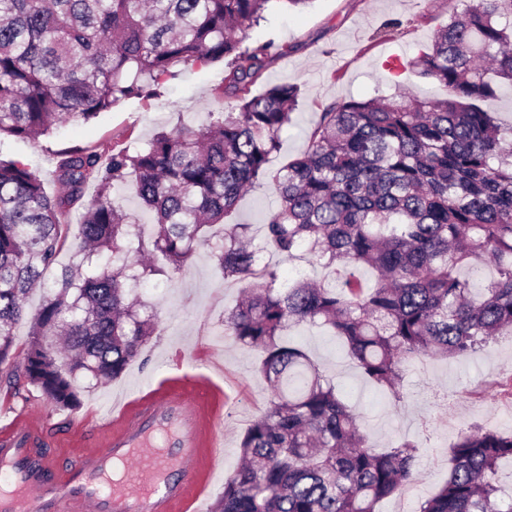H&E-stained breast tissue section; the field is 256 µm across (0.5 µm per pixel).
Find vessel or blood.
I'll list each match as a JSON object with an SVG mask.
<instances>
[{
    "label": "vessel or blood",
    "instance_id": "vessel-or-blood-1",
    "mask_svg": "<svg viewBox=\"0 0 512 512\" xmlns=\"http://www.w3.org/2000/svg\"><path fill=\"white\" fill-rule=\"evenodd\" d=\"M207 386L157 388L116 404L97 427L101 447L77 449L70 464L39 446L27 415L0 431V512H198L212 477L224 469V419L205 413Z\"/></svg>",
    "mask_w": 512,
    "mask_h": 512
}]
</instances>
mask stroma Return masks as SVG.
<instances>
[{
  "label": "stroma",
  "mask_w": 512,
  "mask_h": 512,
  "mask_svg": "<svg viewBox=\"0 0 512 512\" xmlns=\"http://www.w3.org/2000/svg\"><path fill=\"white\" fill-rule=\"evenodd\" d=\"M456 5V0H312L300 10L281 2L273 5L266 22L250 29L248 42L271 40L281 51L269 57L254 90L297 83L302 95L281 133L270 170L281 169L303 152L320 112L330 103L377 95L443 97V87L400 64L431 46ZM224 68L221 60L192 67L166 80L157 96L119 104L87 122L60 124L35 141L1 135L0 159L28 164L39 172L46 191L56 193L54 170L62 151L116 143L141 147L158 131L209 124L212 114L225 108L219 95ZM278 204L271 183L261 181L240 197L229 221L250 225L253 236H261ZM239 294V286L225 282L209 248L198 247L182 274L156 276L137 288L139 300L156 311L159 327L120 378L96 382L78 377L73 408L53 405L24 380L1 387L0 423L27 411L40 422L47 447L65 455L75 431L98 445L96 427L111 418L114 396L146 392L162 382L174 386L207 380L214 389L210 408L223 413L228 425L224 472L232 474L240 464L245 430L270 397L257 371L259 351L224 333V311ZM289 334L355 408L377 449L403 439L417 443L413 494L383 500L378 512H417L447 478L450 449L469 426L512 431V338L498 337L471 358H427L409 367L398 402L362 378L340 340L325 328L300 325Z\"/></svg>",
  "instance_id": "stroma-1"
}]
</instances>
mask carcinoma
Segmentation results:
<instances>
[{
    "label": "carcinoma",
    "instance_id": "carcinoma-1",
    "mask_svg": "<svg viewBox=\"0 0 512 512\" xmlns=\"http://www.w3.org/2000/svg\"><path fill=\"white\" fill-rule=\"evenodd\" d=\"M273 0H0V134L34 140L58 124L157 95L186 66L225 61L234 105L205 127L179 125L144 148L61 153L50 196L21 161H0V366L14 328L33 319L30 347L5 384L25 377L55 405L77 403L74 374L117 379L157 330L130 296L181 273L209 246L243 296L224 312L229 335L261 353L271 392L240 442L242 463L211 512H377L414 479L417 445L374 449L351 407L286 331L328 328L370 383L400 398L404 367L463 359L512 335V126L480 107L512 88V0H462L431 48L408 62L443 99L334 102L306 149L272 172L280 131L301 95L280 84L253 95L273 43L245 44ZM132 186L153 227L116 208ZM269 180L279 206L263 246L308 254L330 280L279 284L258 267L248 224H226L241 195ZM93 198L83 201L88 186ZM79 208L75 260L52 286L44 272ZM494 273L476 288L469 271ZM374 275L370 287L357 271ZM46 288L29 315L27 298ZM512 433L474 427L451 448L448 479L418 512H512L497 473Z\"/></svg>",
    "mask_w": 512,
    "mask_h": 512
}]
</instances>
